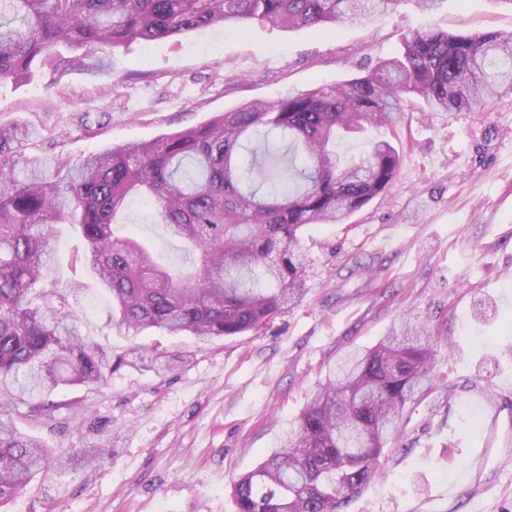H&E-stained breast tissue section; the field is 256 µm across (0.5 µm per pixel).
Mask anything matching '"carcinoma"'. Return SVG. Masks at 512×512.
<instances>
[{"instance_id": "carcinoma-1", "label": "carcinoma", "mask_w": 512, "mask_h": 512, "mask_svg": "<svg viewBox=\"0 0 512 512\" xmlns=\"http://www.w3.org/2000/svg\"><path fill=\"white\" fill-rule=\"evenodd\" d=\"M399 0H0V82L29 81L34 67L105 72L107 50L203 28L254 21L288 30L367 25ZM64 46V58L56 48ZM512 90V31L408 32L400 53L366 75L252 101L152 141L115 143L76 161L28 155L32 131L0 125V512L59 457L17 427L73 386L99 390L128 363L89 341L71 310L76 288L49 280L57 227L82 237V263L112 297L111 328L246 333L304 295L302 233L342 224L393 180L399 154L386 138L362 155L332 145L399 121L411 95L437 112L481 108ZM288 135V166L251 150L258 185L244 188L238 149ZM188 245L191 266L160 264L133 231L116 234L130 198ZM401 322L375 346L341 358L289 424L279 450L232 486L237 512H345L400 438L406 404L432 381L434 350Z\"/></svg>"}]
</instances>
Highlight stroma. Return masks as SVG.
Segmentation results:
<instances>
[{
	"label": "stroma",
	"instance_id": "obj_1",
	"mask_svg": "<svg viewBox=\"0 0 512 512\" xmlns=\"http://www.w3.org/2000/svg\"><path fill=\"white\" fill-rule=\"evenodd\" d=\"M429 23L510 31L512 9L440 0L426 13L400 0L365 28L250 24L137 41L105 73L0 83V124L34 130L27 152L77 159L364 75ZM386 137L400 156L390 187L346 223L308 228L305 296L240 336L118 335L110 295L71 266L82 242L62 234L55 276L79 290L84 335L129 362L99 391L65 389L59 409L19 418L47 447L95 448L102 463L72 461L9 512H236L234 480L279 448L337 357L403 317L433 332L434 382L348 512H512V93L474 111L413 103ZM125 220L162 261L188 265L148 204L131 202Z\"/></svg>",
	"mask_w": 512,
	"mask_h": 512
}]
</instances>
